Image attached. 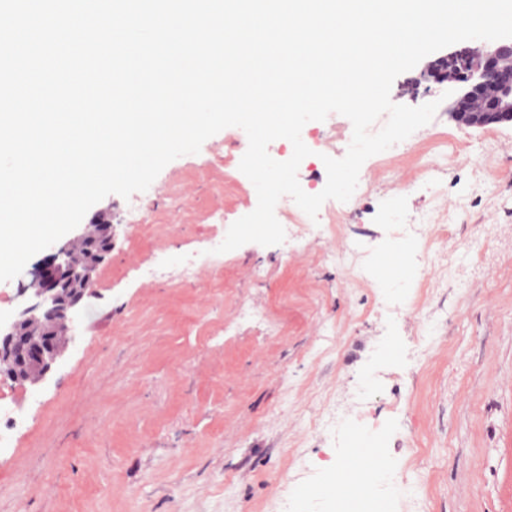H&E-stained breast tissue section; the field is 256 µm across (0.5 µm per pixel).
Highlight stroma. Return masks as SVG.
Listing matches in <instances>:
<instances>
[{
  "label": "stroma",
  "instance_id": "35a3bbf8",
  "mask_svg": "<svg viewBox=\"0 0 512 512\" xmlns=\"http://www.w3.org/2000/svg\"><path fill=\"white\" fill-rule=\"evenodd\" d=\"M428 65L390 97L438 101L433 119L396 159L364 162L363 193L190 284L175 270L204 250L212 215L229 225L257 205L236 128L146 191L90 208L116 225L114 245L78 344L18 391L29 419L0 451V512H333L296 492L326 480L356 427L390 459L374 488L393 512H512V123H457L459 85L420 82ZM352 130L337 113L304 126L306 193L323 190L322 158H343ZM138 209L143 233L127 222ZM420 221L422 235L400 233ZM348 239L364 272L341 252ZM403 245L413 266L398 285L381 271Z\"/></svg>",
  "mask_w": 512,
  "mask_h": 512
}]
</instances>
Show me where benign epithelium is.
Returning <instances> with one entry per match:
<instances>
[{
	"label": "benign epithelium",
	"mask_w": 512,
	"mask_h": 512,
	"mask_svg": "<svg viewBox=\"0 0 512 512\" xmlns=\"http://www.w3.org/2000/svg\"><path fill=\"white\" fill-rule=\"evenodd\" d=\"M453 75L464 84L452 112L465 126L512 122V39L500 40L477 61L466 48L435 60L423 79ZM112 225L90 224L55 247L31 273L33 302L0 321V377L39 385L75 340L74 315L93 293V274L112 251Z\"/></svg>",
	"instance_id": "7a95c632"
}]
</instances>
